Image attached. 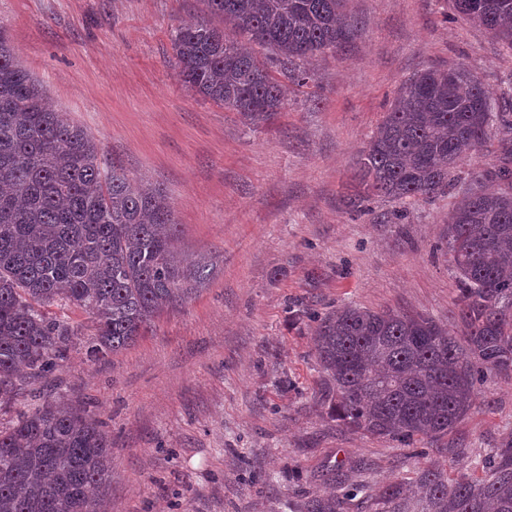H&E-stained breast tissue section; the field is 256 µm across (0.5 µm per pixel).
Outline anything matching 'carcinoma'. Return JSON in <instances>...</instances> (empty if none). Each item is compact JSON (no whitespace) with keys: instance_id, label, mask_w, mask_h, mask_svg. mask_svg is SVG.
<instances>
[{"instance_id":"carcinoma-1","label":"carcinoma","mask_w":512,"mask_h":512,"mask_svg":"<svg viewBox=\"0 0 512 512\" xmlns=\"http://www.w3.org/2000/svg\"><path fill=\"white\" fill-rule=\"evenodd\" d=\"M448 0L458 16L512 51V0ZM208 20L170 34L185 88L259 127L284 105L278 76L298 87L304 63L360 32L346 0H201ZM512 131L463 65L415 74L396 92L358 161L366 197L405 201L448 191L493 127ZM501 164L448 214L446 245L462 336L427 316L344 306L317 319L325 377L318 403L343 426L409 445L443 439L468 415L476 385L512 378V143ZM209 260L177 257L165 192L107 170L100 143L48 101L0 28V398L19 372L55 371L80 333L44 308L65 300L90 315L91 361L140 337L162 310L199 290ZM112 448L86 411L47 402L0 430V512H98ZM416 487L415 496L407 487ZM409 486L369 493V512H512V437L483 475L420 470ZM351 496H305L304 512H342Z\"/></svg>"}]
</instances>
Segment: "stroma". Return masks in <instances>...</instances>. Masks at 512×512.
Returning <instances> with one entry per match:
<instances>
[{
  "label": "stroma",
  "mask_w": 512,
  "mask_h": 512,
  "mask_svg": "<svg viewBox=\"0 0 512 512\" xmlns=\"http://www.w3.org/2000/svg\"><path fill=\"white\" fill-rule=\"evenodd\" d=\"M348 11L360 35L310 60V86L285 84L284 107L251 128L177 75L170 33L200 17L199 0H0L18 62L55 108L106 162L165 190L181 257L214 263L200 293L126 349L94 362L75 339L57 370L0 403V429L48 399L95 413L112 444L104 512H300L308 491L406 482L434 464L481 472L512 436V379L480 386L437 448L352 431L316 402L309 313L354 305L452 324L448 212L471 172L501 161L489 145L446 193L352 212L356 163L398 87L461 64L493 103L512 100V52L450 17L447 0Z\"/></svg>",
  "instance_id": "stroma-1"
}]
</instances>
